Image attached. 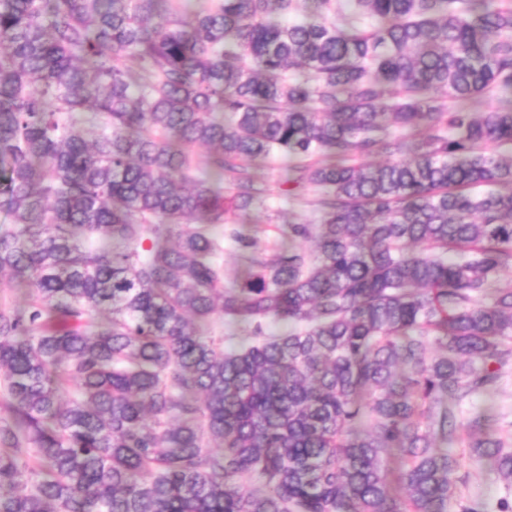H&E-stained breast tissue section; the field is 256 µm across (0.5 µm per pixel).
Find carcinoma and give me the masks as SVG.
<instances>
[{
    "instance_id": "obj_1",
    "label": "carcinoma",
    "mask_w": 512,
    "mask_h": 512,
    "mask_svg": "<svg viewBox=\"0 0 512 512\" xmlns=\"http://www.w3.org/2000/svg\"><path fill=\"white\" fill-rule=\"evenodd\" d=\"M504 145L512 0H0V512H489ZM275 153L322 221L260 252ZM459 475L466 476V484L462 489L469 498L480 497L494 502L505 496V489L496 482L494 473L489 471L485 463L467 464Z\"/></svg>"
}]
</instances>
